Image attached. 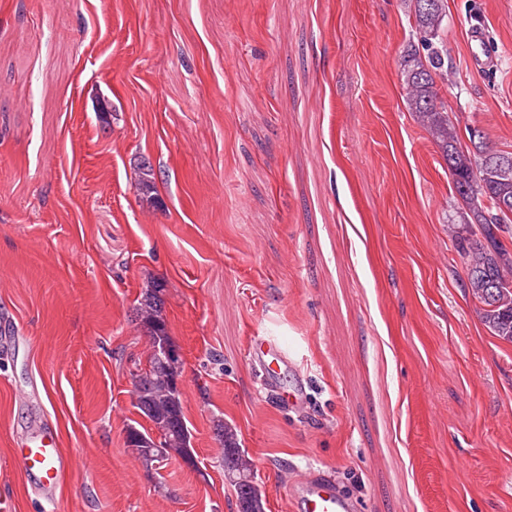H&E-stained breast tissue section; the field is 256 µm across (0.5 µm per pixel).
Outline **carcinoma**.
Segmentation results:
<instances>
[{"label":"carcinoma","mask_w":512,"mask_h":512,"mask_svg":"<svg viewBox=\"0 0 512 512\" xmlns=\"http://www.w3.org/2000/svg\"><path fill=\"white\" fill-rule=\"evenodd\" d=\"M421 48L410 46L401 60V80L408 109L439 146L448 164L453 189L466 207L463 223L475 227L460 243L467 270V287L480 304L482 321L496 335L512 340V258L501 241L504 228L512 224V210L495 206L494 197L512 200V170L504 172L493 165L496 158L512 159V152L499 150L482 135L462 149L455 126L444 110L437 79L448 76L445 69L448 48L440 38L447 17L445 0H411ZM152 349L175 348L162 316L158 289L145 293L136 309ZM167 368L150 356L146 368L135 373L140 388L136 405L156 426L169 431L170 447L181 453L193 451L192 434L184 419L180 392L167 381ZM217 434L224 451L237 450L233 429L222 423ZM149 434L134 426L127 429V444L136 448L145 463L154 462L156 450L148 451L141 440Z\"/></svg>","instance_id":"1"}]
</instances>
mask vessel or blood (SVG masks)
<instances>
[{
	"label": "vessel or blood",
	"instance_id": "vessel-or-blood-1",
	"mask_svg": "<svg viewBox=\"0 0 512 512\" xmlns=\"http://www.w3.org/2000/svg\"><path fill=\"white\" fill-rule=\"evenodd\" d=\"M484 31L479 26L468 30L470 58L474 67L487 69L494 59L484 48ZM249 356L263 367L271 384L272 394H279L278 381L289 371L292 360L282 342L273 336L254 337L250 340ZM26 474L33 478L38 490L57 489L66 463L56 430L43 427L36 435L19 447ZM289 504L292 512H359L357 500L345 494L335 478L321 470H310L299 475L289 486Z\"/></svg>",
	"mask_w": 512,
	"mask_h": 512
}]
</instances>
